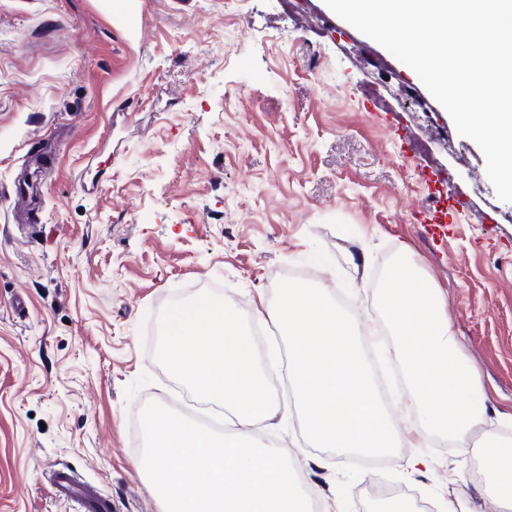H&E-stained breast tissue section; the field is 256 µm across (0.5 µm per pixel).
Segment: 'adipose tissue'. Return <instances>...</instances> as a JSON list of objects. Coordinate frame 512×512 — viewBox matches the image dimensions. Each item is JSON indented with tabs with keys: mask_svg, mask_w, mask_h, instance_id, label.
<instances>
[{
	"mask_svg": "<svg viewBox=\"0 0 512 512\" xmlns=\"http://www.w3.org/2000/svg\"><path fill=\"white\" fill-rule=\"evenodd\" d=\"M388 333L365 337L362 323L326 288L285 289L260 317L281 333L292 402L272 401L256 340L234 302L202 299L174 308L159 352L167 368L205 403H220L239 425L229 437L170 415L153 417L162 436L143 466L160 512H345L344 499L317 510L319 494L298 476L283 448L255 435L254 425L297 416L306 436L326 448L376 453L393 444L414 452L405 474L427 473L425 448L438 438H468L488 426L478 367L445 313L446 294L407 258L393 267L384 294ZM396 362L404 383L392 417L379 396L368 348ZM486 473L484 494L496 512H512V447L487 441L474 450ZM322 503V502H321Z\"/></svg>",
	"mask_w": 512,
	"mask_h": 512,
	"instance_id": "1",
	"label": "adipose tissue"
}]
</instances>
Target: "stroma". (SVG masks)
Returning a JSON list of instances; mask_svg holds the SVG:
<instances>
[{
  "label": "stroma",
  "mask_w": 512,
  "mask_h": 512,
  "mask_svg": "<svg viewBox=\"0 0 512 512\" xmlns=\"http://www.w3.org/2000/svg\"><path fill=\"white\" fill-rule=\"evenodd\" d=\"M286 2L135 0L125 18L114 0H0V512H76L45 478L65 466L112 512H159L140 460L150 414H184L158 355L172 308L230 300L252 327L301 269L372 327L401 253L445 290L502 419L472 443L512 442V202L474 140L429 137L454 122L412 69L324 0L299 20ZM41 166L38 205L13 216ZM438 195L468 207L435 223ZM269 437L359 512H381L383 488L405 512L459 496L493 512L454 442L409 481L406 448L373 470L295 418Z\"/></svg>",
  "instance_id": "stroma-1"
}]
</instances>
